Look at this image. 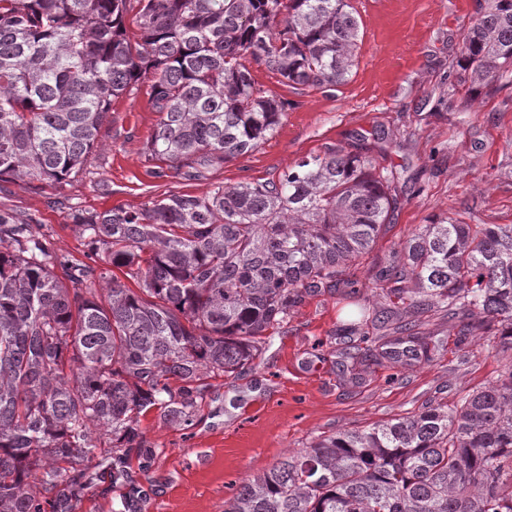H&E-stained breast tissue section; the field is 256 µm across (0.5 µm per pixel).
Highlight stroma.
I'll return each instance as SVG.
<instances>
[{
  "instance_id": "35a3bbf8",
  "label": "stroma",
  "mask_w": 512,
  "mask_h": 512,
  "mask_svg": "<svg viewBox=\"0 0 512 512\" xmlns=\"http://www.w3.org/2000/svg\"><path fill=\"white\" fill-rule=\"evenodd\" d=\"M478 0H351L360 21L357 58L348 79L332 88L292 87L265 68L259 83L283 102L277 131L256 150L198 169L188 177L143 148L160 119L149 81L113 99L98 146L67 184L0 180V209L39 225L54 251L82 258L78 210H137L167 194L202 196L278 176L298 160L335 147L373 145L377 166L396 177L398 204L374 250L345 276L366 280L419 225L433 218L458 224H512V83L459 82L458 46L476 18ZM451 111L433 113L443 90ZM401 135L406 150L382 142ZM353 305L343 295L308 299L271 330L253 364L237 376L212 379L190 425L148 416L141 422L157 455L129 481L86 493L76 512H112L113 500L137 499L142 512H224L248 479L323 435L365 429L417 412L430 399L456 406L494 381L501 358L484 339L458 343L455 329L426 313L430 357L413 365L358 364L361 379L342 381L332 339Z\"/></svg>"
}]
</instances>
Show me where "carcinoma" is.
<instances>
[{
	"label": "carcinoma",
	"instance_id": "carcinoma-1",
	"mask_svg": "<svg viewBox=\"0 0 512 512\" xmlns=\"http://www.w3.org/2000/svg\"><path fill=\"white\" fill-rule=\"evenodd\" d=\"M359 28L350 0H0V179L67 182L112 99L143 79L160 114L146 160L191 175L245 155L285 117L252 65L336 86ZM459 53L474 83L512 77V0H485ZM372 150L328 147L276 179L137 211L79 210L83 261L0 211V512H75L89 489L128 478L131 451L150 466L140 418L189 423L206 379L252 363L268 330L342 288L384 299L336 328L345 358L370 326L374 361L421 360L433 310L461 342L488 337L501 373L454 409L431 401L318 438L240 485L224 512H512V224L433 219L370 280L345 278L397 204Z\"/></svg>",
	"mask_w": 512,
	"mask_h": 512
}]
</instances>
